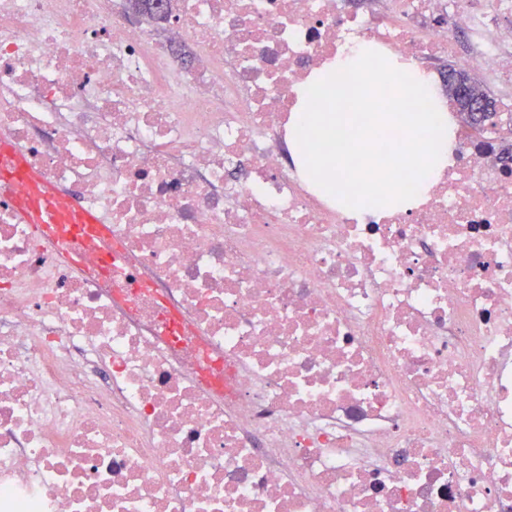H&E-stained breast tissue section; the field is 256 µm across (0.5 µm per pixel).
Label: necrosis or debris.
<instances>
[{"label":"necrosis or debris","instance_id":"obj_1","mask_svg":"<svg viewBox=\"0 0 512 512\" xmlns=\"http://www.w3.org/2000/svg\"><path fill=\"white\" fill-rule=\"evenodd\" d=\"M356 38L512 92V0H0V137L107 227L0 182V512H512V95L345 209L282 146Z\"/></svg>","mask_w":512,"mask_h":512}]
</instances>
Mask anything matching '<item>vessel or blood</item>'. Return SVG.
Masks as SVG:
<instances>
[{"mask_svg":"<svg viewBox=\"0 0 512 512\" xmlns=\"http://www.w3.org/2000/svg\"><path fill=\"white\" fill-rule=\"evenodd\" d=\"M0 178L17 187L19 210L29 224H66L72 234L85 232L87 225L102 224L100 214H75L70 200L54 185L31 171L9 147L0 148Z\"/></svg>","mask_w":512,"mask_h":512,"instance_id":"vessel-or-blood-1","label":"vessel or blood"}]
</instances>
